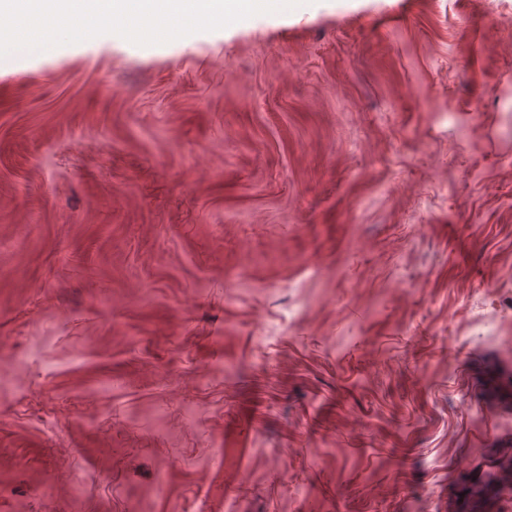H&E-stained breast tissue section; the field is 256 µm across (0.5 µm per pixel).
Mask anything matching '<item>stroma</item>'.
I'll list each match as a JSON object with an SVG mask.
<instances>
[{"mask_svg": "<svg viewBox=\"0 0 512 512\" xmlns=\"http://www.w3.org/2000/svg\"><path fill=\"white\" fill-rule=\"evenodd\" d=\"M512 0H306L0 70V512H512Z\"/></svg>", "mask_w": 512, "mask_h": 512, "instance_id": "stroma-1", "label": "stroma"}]
</instances>
